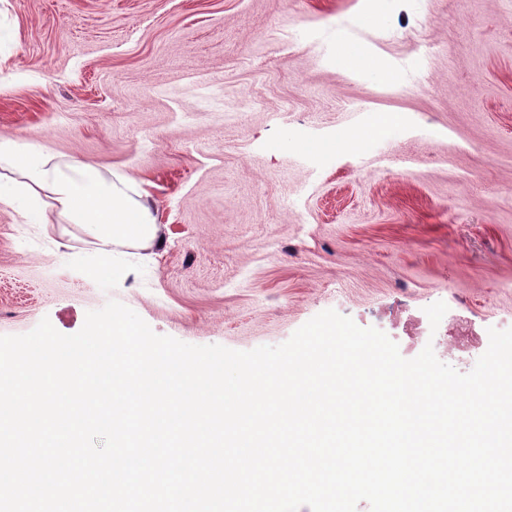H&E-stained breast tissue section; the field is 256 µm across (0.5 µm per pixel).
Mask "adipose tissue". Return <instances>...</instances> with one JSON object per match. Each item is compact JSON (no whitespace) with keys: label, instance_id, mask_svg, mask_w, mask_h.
Returning a JSON list of instances; mask_svg holds the SVG:
<instances>
[{"label":"adipose tissue","instance_id":"obj_1","mask_svg":"<svg viewBox=\"0 0 512 512\" xmlns=\"http://www.w3.org/2000/svg\"><path fill=\"white\" fill-rule=\"evenodd\" d=\"M50 200L100 250L116 243L147 246L158 237L151 209L129 195L124 180L105 179L79 159L61 166L42 150L0 139V204L21 205L40 216Z\"/></svg>","mask_w":512,"mask_h":512}]
</instances>
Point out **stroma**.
Wrapping results in <instances>:
<instances>
[{"instance_id": "stroma-1", "label": "stroma", "mask_w": 512, "mask_h": 512, "mask_svg": "<svg viewBox=\"0 0 512 512\" xmlns=\"http://www.w3.org/2000/svg\"><path fill=\"white\" fill-rule=\"evenodd\" d=\"M0 138L127 176L160 227L106 254L0 205V335L116 300L249 351L441 301L466 373L512 328V0H0Z\"/></svg>"}]
</instances>
